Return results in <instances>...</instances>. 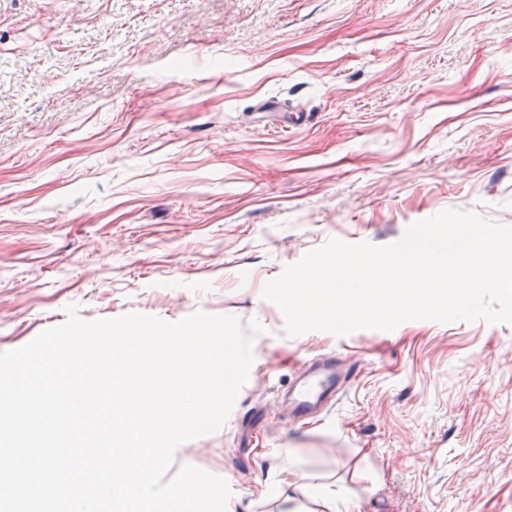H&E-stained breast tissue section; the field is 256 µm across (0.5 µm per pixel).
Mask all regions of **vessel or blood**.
Returning <instances> with one entry per match:
<instances>
[{
    "label": "vessel or blood",
    "instance_id": "vessel-or-blood-1",
    "mask_svg": "<svg viewBox=\"0 0 512 512\" xmlns=\"http://www.w3.org/2000/svg\"><path fill=\"white\" fill-rule=\"evenodd\" d=\"M300 386L288 395L296 417H308L335 403L340 388L350 377V369L342 368L336 357H326L304 364Z\"/></svg>",
    "mask_w": 512,
    "mask_h": 512
}]
</instances>
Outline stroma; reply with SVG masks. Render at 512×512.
Masks as SVG:
<instances>
[{
  "mask_svg": "<svg viewBox=\"0 0 512 512\" xmlns=\"http://www.w3.org/2000/svg\"><path fill=\"white\" fill-rule=\"evenodd\" d=\"M445 209L512 227V0H0V353L67 318L258 320L177 463L253 512H512V325L284 333L262 297L337 238ZM355 363L322 417L304 360ZM305 495L315 508L304 512H359L360 504L344 498L336 489L326 486H314Z\"/></svg>",
  "mask_w": 512,
  "mask_h": 512,
  "instance_id": "obj_1",
  "label": "stroma"
}]
</instances>
